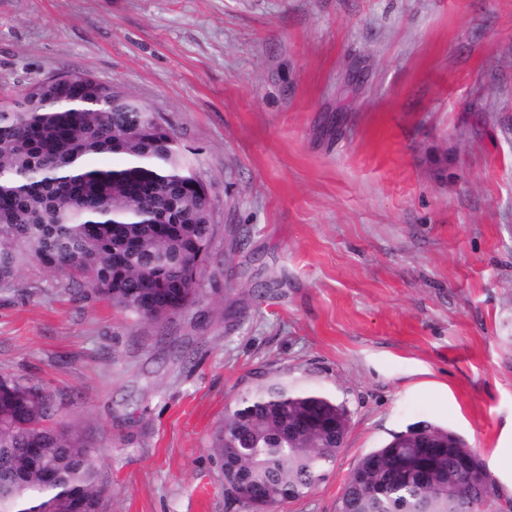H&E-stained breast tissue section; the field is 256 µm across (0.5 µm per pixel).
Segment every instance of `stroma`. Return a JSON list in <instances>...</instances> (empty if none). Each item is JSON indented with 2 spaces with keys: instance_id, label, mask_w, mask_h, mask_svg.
<instances>
[{
  "instance_id": "1",
  "label": "stroma",
  "mask_w": 512,
  "mask_h": 512,
  "mask_svg": "<svg viewBox=\"0 0 512 512\" xmlns=\"http://www.w3.org/2000/svg\"><path fill=\"white\" fill-rule=\"evenodd\" d=\"M87 72L189 149L215 236L191 308L138 320L33 265L0 375L90 437L103 512H247L211 443L261 376L350 412L325 479L428 421L512 501V0H0V97Z\"/></svg>"
}]
</instances>
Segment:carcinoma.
Returning a JSON list of instances; mask_svg holds the SVG:
<instances>
[{
  "label": "carcinoma",
  "mask_w": 512,
  "mask_h": 512,
  "mask_svg": "<svg viewBox=\"0 0 512 512\" xmlns=\"http://www.w3.org/2000/svg\"><path fill=\"white\" fill-rule=\"evenodd\" d=\"M112 157V164L104 163ZM168 127L87 73L0 100V285L23 268L79 279L148 322L195 304L215 225L211 198ZM28 381L0 377V512H100L106 491L83 430ZM349 427L336 398L266 378L226 409L212 451L224 493L274 512L326 476ZM455 433L421 422L364 455L336 512H485L495 481Z\"/></svg>",
  "instance_id": "cac0c4a2"
}]
</instances>
